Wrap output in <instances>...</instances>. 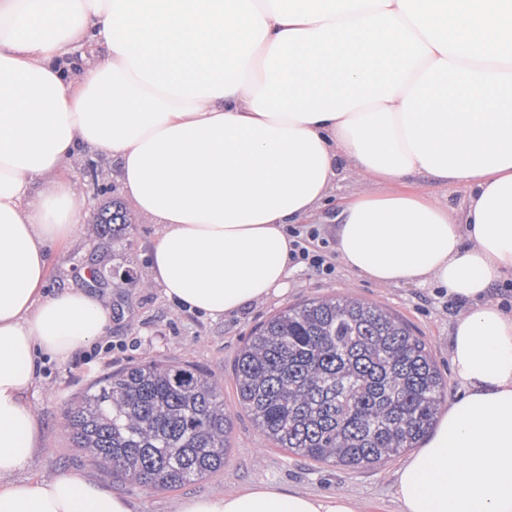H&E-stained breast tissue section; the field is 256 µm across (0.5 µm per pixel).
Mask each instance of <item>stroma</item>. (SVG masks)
Listing matches in <instances>:
<instances>
[{"label":"stroma","mask_w":512,"mask_h":512,"mask_svg":"<svg viewBox=\"0 0 512 512\" xmlns=\"http://www.w3.org/2000/svg\"><path fill=\"white\" fill-rule=\"evenodd\" d=\"M96 162L109 179L117 174L111 158L86 147L57 171L58 179L72 184L88 208L99 205L82 167ZM405 190L420 193L461 213L469 192L446 185L425 174L409 176ZM157 236L150 221L132 215L126 230L103 233L100 225L85 222L80 233L52 258L47 292L79 288L103 298L111 310L106 336L87 354L69 364L54 361L42 367L30 403L43 424L41 446L20 473L37 480L64 472H77L108 490L129 497L136 512H173L176 499L206 495L246 483L266 482L323 493H350L366 502L368 512H393L391 488L395 470L405 461L397 456L363 469L320 465L268 444L236 401L233 367L251 329L290 304L351 292L386 306L406 318L428 343L444 373H451L448 341L458 311L437 290L414 284L379 286L337 265L333 275L297 265L290 269L288 291L242 312L218 319L180 309L168 302L148 273V254ZM150 359L186 360L224 382V406L233 415L231 448L222 470L214 475L166 491L121 485L92 466L71 448L61 432L67 400L108 373Z\"/></svg>","instance_id":"1"}]
</instances>
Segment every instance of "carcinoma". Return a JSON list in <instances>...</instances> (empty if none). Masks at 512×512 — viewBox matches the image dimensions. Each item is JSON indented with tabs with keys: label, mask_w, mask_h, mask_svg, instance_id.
Wrapping results in <instances>:
<instances>
[{
	"label": "carcinoma",
	"mask_w": 512,
	"mask_h": 512,
	"mask_svg": "<svg viewBox=\"0 0 512 512\" xmlns=\"http://www.w3.org/2000/svg\"><path fill=\"white\" fill-rule=\"evenodd\" d=\"M97 224L130 223L118 200ZM240 409L275 447L359 469L415 447L448 383L399 313L350 293L292 304L257 325L239 351ZM222 380L181 361L116 370L66 403L62 432L112 479L168 490L214 474L230 449Z\"/></svg>",
	"instance_id": "cac0c4a2"
}]
</instances>
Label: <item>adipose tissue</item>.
<instances>
[{
    "label": "adipose tissue",
    "instance_id": "ef3b65f1",
    "mask_svg": "<svg viewBox=\"0 0 512 512\" xmlns=\"http://www.w3.org/2000/svg\"><path fill=\"white\" fill-rule=\"evenodd\" d=\"M100 43L65 80L73 49ZM82 146L158 226L153 282L212 318L285 293L286 228L324 205L339 156L385 183L468 187L458 216L410 193L351 198L335 250L359 277L435 284L460 308V392L398 470L400 512H512V0H0V512H135L77 473L16 477L39 446V363L75 361L110 324L94 295L43 290L88 216L53 178ZM177 512L362 510L255 484Z\"/></svg>",
    "mask_w": 512,
    "mask_h": 512
}]
</instances>
